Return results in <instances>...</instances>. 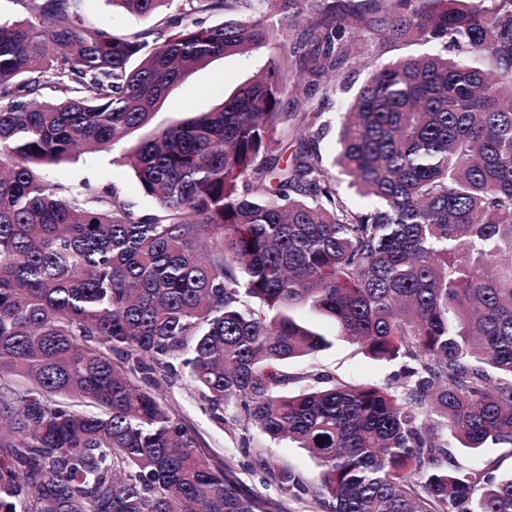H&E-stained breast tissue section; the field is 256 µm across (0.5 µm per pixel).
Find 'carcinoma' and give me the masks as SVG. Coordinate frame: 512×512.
Instances as JSON below:
<instances>
[{
  "instance_id": "1",
  "label": "carcinoma",
  "mask_w": 512,
  "mask_h": 512,
  "mask_svg": "<svg viewBox=\"0 0 512 512\" xmlns=\"http://www.w3.org/2000/svg\"><path fill=\"white\" fill-rule=\"evenodd\" d=\"M22 2L27 17L0 22V372L30 387L0 390V512H268L201 459L159 382L134 383L140 357L184 352L214 412L317 462L322 512H512V475L447 450L450 435L512 446V0H289L307 14L296 35L268 25L277 0H181L129 35L89 24L82 0ZM171 2L112 0L145 17ZM398 40L484 62L374 65ZM276 42L289 50L216 108L127 154L154 212L43 179L147 125L190 70ZM349 65L370 72L333 166L368 209L305 128L312 93L331 101ZM286 102L302 132L287 158ZM301 311L402 362V393L287 392L282 366L332 344Z\"/></svg>"
}]
</instances>
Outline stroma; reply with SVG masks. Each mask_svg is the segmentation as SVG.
Listing matches in <instances>:
<instances>
[{"mask_svg":"<svg viewBox=\"0 0 512 512\" xmlns=\"http://www.w3.org/2000/svg\"><path fill=\"white\" fill-rule=\"evenodd\" d=\"M83 11L94 22L118 35L133 34L152 27V19L138 17L112 6L110 0H82ZM277 49L262 48L243 56H228L215 60L205 68L194 70L171 92L152 124L164 127L187 118L192 112H206L220 103L225 94L263 70ZM146 130H139L126 139L110 144L105 150L87 154L76 163L44 169L43 177L51 183L88 182L100 187L115 186L121 197L134 203L136 212L153 209L152 201L141 196L137 180L130 167L120 163ZM399 362L376 361L369 358L354 342L336 340L335 344L314 355L290 362L285 369L293 377L290 391L305 388V375L318 372L331 381L343 384H377L398 388ZM162 384L164 403L185 422L197 442V450L206 459L230 462L244 486L276 505V512H320L313 496L318 480V468L309 454L287 441H271L257 428H229L210 410L202 394L192 388L187 369L181 361L172 367L158 369L155 374ZM448 451L465 467L494 469L496 475L512 474V447L492 445L473 454L461 448L456 439H449ZM272 458L287 466L299 485L282 491L274 476L260 468L259 461Z\"/></svg>","mask_w":512,"mask_h":512,"instance_id":"obj_1","label":"stroma"}]
</instances>
